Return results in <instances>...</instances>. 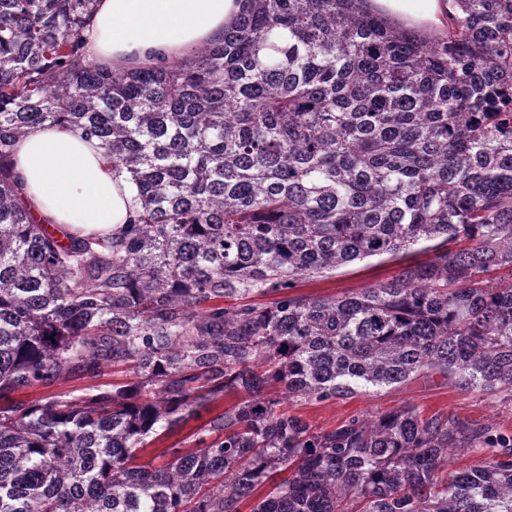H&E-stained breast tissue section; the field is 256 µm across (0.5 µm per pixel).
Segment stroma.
Returning <instances> with one entry per match:
<instances>
[{
    "mask_svg": "<svg viewBox=\"0 0 512 512\" xmlns=\"http://www.w3.org/2000/svg\"><path fill=\"white\" fill-rule=\"evenodd\" d=\"M431 256V250L420 243L399 258L386 255L368 257L315 280L300 282L297 291L321 297L356 292L392 280L402 266L425 262ZM135 381L133 374L117 372L107 367L99 378L93 380L70 374L61 377L49 387L34 385L20 389L13 393L12 398L16 401H35L48 395H55L66 400L77 399L94 394L100 389L111 388L115 384L131 385ZM236 401V395L229 394L201 408L195 416L152 440L151 444L141 451V462H149L157 467L163 465L166 461V448L180 444L189 445L195 433L207 427L212 418L222 413L225 408L231 407ZM406 404L416 407L426 416L442 413L464 423L487 426L494 431L512 435L511 403L477 392L459 391L438 374L399 386L363 388L348 398L324 401L311 398L285 399L281 401L279 410L287 415L302 418L313 430L329 431L352 417L381 413Z\"/></svg>",
    "mask_w": 512,
    "mask_h": 512,
    "instance_id": "35a3bbf8",
    "label": "stroma"
}]
</instances>
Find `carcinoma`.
Here are the masks:
<instances>
[{"label": "carcinoma", "mask_w": 512, "mask_h": 512, "mask_svg": "<svg viewBox=\"0 0 512 512\" xmlns=\"http://www.w3.org/2000/svg\"><path fill=\"white\" fill-rule=\"evenodd\" d=\"M95 2L0 0V398L139 382L0 406V512H242L265 484L250 512H512L511 435L408 405L322 433L272 397L440 374L512 400V0H454L437 39L364 0H242L223 40L121 70L86 57ZM46 124L133 174L130 223L34 221L12 150ZM426 241L360 292L246 302ZM227 393L193 447L136 463ZM450 449L484 463L451 474ZM135 382L136 378L132 373L112 371V365H109L97 379L90 380L70 374L58 379L51 387L34 385L22 388L13 393L11 398L12 401H35L55 395L60 399L70 400L95 394L97 389H112V383L132 385Z\"/></svg>", "instance_id": "1"}]
</instances>
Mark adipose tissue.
Here are the masks:
<instances>
[{
	"label": "adipose tissue",
	"instance_id": "obj_1",
	"mask_svg": "<svg viewBox=\"0 0 512 512\" xmlns=\"http://www.w3.org/2000/svg\"><path fill=\"white\" fill-rule=\"evenodd\" d=\"M391 25L441 35L451 0H368ZM240 0H98L85 32L86 53L110 69L182 62L221 39ZM15 175L41 223L73 236L109 234L135 209L134 184L103 150L69 127L45 126L18 140Z\"/></svg>",
	"mask_w": 512,
	"mask_h": 512
}]
</instances>
